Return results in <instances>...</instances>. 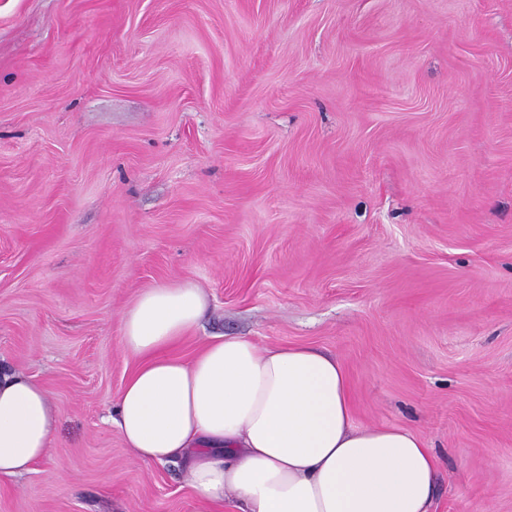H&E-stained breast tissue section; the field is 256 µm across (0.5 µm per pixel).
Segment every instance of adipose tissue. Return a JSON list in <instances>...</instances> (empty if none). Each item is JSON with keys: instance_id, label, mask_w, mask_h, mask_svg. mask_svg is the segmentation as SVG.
I'll return each instance as SVG.
<instances>
[{"instance_id": "obj_1", "label": "adipose tissue", "mask_w": 512, "mask_h": 512, "mask_svg": "<svg viewBox=\"0 0 512 512\" xmlns=\"http://www.w3.org/2000/svg\"><path fill=\"white\" fill-rule=\"evenodd\" d=\"M207 298L192 281L144 289L124 311L135 367L110 422L133 457L180 461L206 512H431L439 461L398 425L357 426L347 373L308 345L217 336L191 359ZM58 416L45 388L0 370V480L50 451Z\"/></svg>"}]
</instances>
